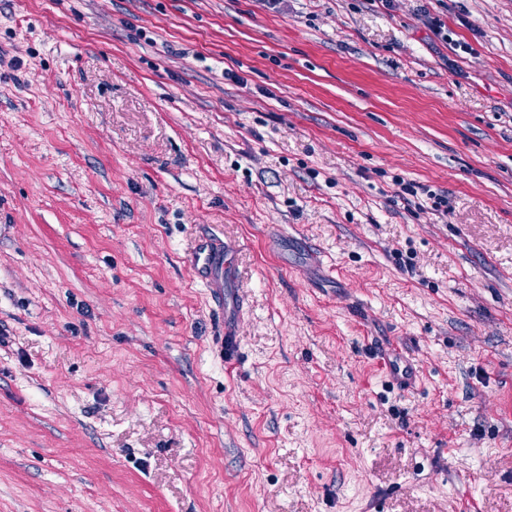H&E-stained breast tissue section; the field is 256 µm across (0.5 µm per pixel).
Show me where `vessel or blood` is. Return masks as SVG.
<instances>
[{"mask_svg":"<svg viewBox=\"0 0 512 512\" xmlns=\"http://www.w3.org/2000/svg\"><path fill=\"white\" fill-rule=\"evenodd\" d=\"M191 263L208 289L212 301L224 313V359L233 362L239 353L236 318L240 309L237 286L232 277L233 256L217 239L207 237L199 239L195 244Z\"/></svg>","mask_w":512,"mask_h":512,"instance_id":"obj_1","label":"vessel or blood"}]
</instances>
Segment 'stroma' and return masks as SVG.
Returning a JSON list of instances; mask_svg holds the SVG:
<instances>
[{"mask_svg":"<svg viewBox=\"0 0 512 512\" xmlns=\"http://www.w3.org/2000/svg\"><path fill=\"white\" fill-rule=\"evenodd\" d=\"M465 502L512 512V0H0V512ZM191 263L205 288H208L212 301L224 313V359L226 363H231L239 353L236 318L240 309L237 286L232 277L233 256L217 239L207 237L195 244Z\"/></svg>","mask_w":512,"mask_h":512,"instance_id":"obj_1","label":"stroma"}]
</instances>
